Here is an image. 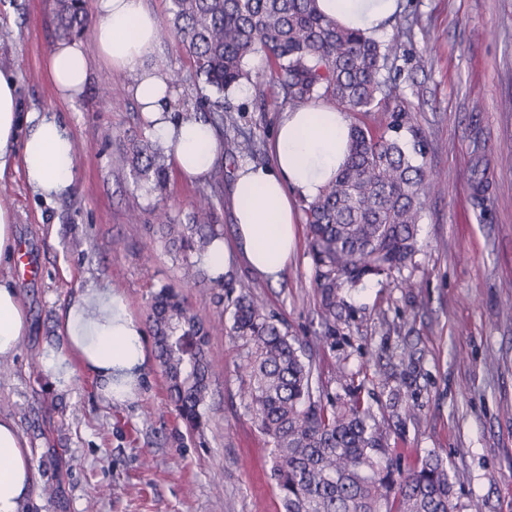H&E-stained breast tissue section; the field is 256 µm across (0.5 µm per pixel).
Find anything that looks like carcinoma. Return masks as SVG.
I'll return each mask as SVG.
<instances>
[{
  "instance_id": "obj_1",
  "label": "carcinoma",
  "mask_w": 512,
  "mask_h": 512,
  "mask_svg": "<svg viewBox=\"0 0 512 512\" xmlns=\"http://www.w3.org/2000/svg\"><path fill=\"white\" fill-rule=\"evenodd\" d=\"M171 33L191 57L193 76L213 89L200 97L199 119L225 136L229 154L251 153L254 135L244 110L228 101L231 90L266 78L274 102L293 110L325 99L347 115L380 112L378 128L351 124L347 156L315 199L303 201L308 255L320 296L321 326L342 318L338 292L369 276L401 272L418 251L423 199L431 175L424 138L412 125L397 86L383 70L404 50L402 25L387 40L342 27L325 17L317 0H171ZM60 36L87 26L82 0H56ZM268 69L252 73L251 60ZM171 149L144 133L128 139L118 158L135 187L158 195L169 181ZM217 185L198 190L187 221L159 225L165 246L181 254L180 280L220 289L218 322L229 314L230 335L244 351L248 383L244 409L271 445L272 476L284 512H458L448 465L428 453L402 473L390 448V423L360 400L344 409L319 384V372L260 295L234 294L224 273L202 266V256L224 238L218 223ZM148 321L167 392L192 431H200L217 376L209 350L212 325L171 286L155 291ZM416 351L400 354L401 384L390 396V418L415 415Z\"/></svg>"
}]
</instances>
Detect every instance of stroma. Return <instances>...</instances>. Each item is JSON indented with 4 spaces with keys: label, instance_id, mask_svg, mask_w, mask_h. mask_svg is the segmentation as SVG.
I'll return each mask as SVG.
<instances>
[{
    "label": "stroma",
    "instance_id": "obj_1",
    "mask_svg": "<svg viewBox=\"0 0 512 512\" xmlns=\"http://www.w3.org/2000/svg\"><path fill=\"white\" fill-rule=\"evenodd\" d=\"M412 20L404 55L391 72L426 140L434 187L419 224V251L399 277L370 278L343 290L345 318L320 326L314 270L297 224V249L272 282L239 262L225 271L236 289L260 286L268 310L307 343L321 383L337 406L361 399L377 419L391 412L395 381L376 373L418 350L414 418L390 435L402 469L428 452L448 464L460 512H512V0H403L395 21ZM0 73L17 85L20 112H52L76 144L75 187L47 201L29 189L23 166L0 176V200L14 219L26 262L0 266L13 278L34 332L0 376V414L23 432L42 484L24 512H284L270 475L266 438L243 408L242 354L228 327L214 329L211 386L201 436L183 439L155 351L128 395L115 399L76 367L63 385L43 367L63 341V315L88 286L120 294L146 321L152 292L180 284V262L155 239L154 227L190 208L199 184L171 171L164 196L133 184L117 163L126 134L149 126L131 94L136 76L98 53L93 29L77 38L89 60L88 81L62 98L47 69L59 41L55 0H0ZM234 104L271 162L281 110L259 86L236 88ZM485 169L490 190L477 205L471 184ZM410 277L415 289L401 287Z\"/></svg>",
    "mask_w": 512,
    "mask_h": 512
}]
</instances>
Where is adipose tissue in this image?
Returning <instances> with one entry per match:
<instances>
[{"label": "adipose tissue", "instance_id": "adipose-tissue-1", "mask_svg": "<svg viewBox=\"0 0 512 512\" xmlns=\"http://www.w3.org/2000/svg\"><path fill=\"white\" fill-rule=\"evenodd\" d=\"M320 11L342 26L377 32L396 12L398 0H317ZM159 21L143 0H96L94 32L101 56L113 68L137 71L132 94L151 123L152 133L172 146L174 167L184 176L209 178L224 147L215 130L192 114H175L173 91L156 58ZM49 73L65 98L76 97L89 72L81 45L57 43L49 55ZM26 141H19L21 123ZM349 118L333 105L284 110L278 121L269 164H246L232 184L236 236L219 243L202 262L223 271L239 257L259 276L276 280L288 266L296 246L295 198L312 200L336 174L349 143ZM25 159V179L45 199L72 192L75 150L67 127L50 112L20 116L16 85L0 75V174ZM63 349L44 360L53 381L69 380L66 353H74L97 377L104 391L117 383H137L146 362L144 331L119 295L104 287H88L68 308ZM27 311L12 280H0V360L13 357L30 332ZM26 439L16 422L0 415V512H21L38 486Z\"/></svg>", "mask_w": 512, "mask_h": 512}]
</instances>
